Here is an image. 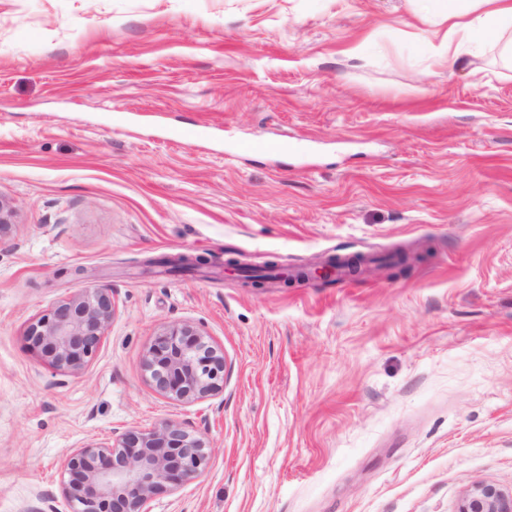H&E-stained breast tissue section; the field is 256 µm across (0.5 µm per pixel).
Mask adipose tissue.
<instances>
[{"label": "adipose tissue", "mask_w": 512, "mask_h": 512, "mask_svg": "<svg viewBox=\"0 0 512 512\" xmlns=\"http://www.w3.org/2000/svg\"><path fill=\"white\" fill-rule=\"evenodd\" d=\"M421 21L443 31L438 62L462 65L486 47L512 59V0H431Z\"/></svg>", "instance_id": "ef3b65f1"}]
</instances>
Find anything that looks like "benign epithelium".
Wrapping results in <instances>:
<instances>
[{
	"label": "benign epithelium",
	"instance_id": "benign-epithelium-1",
	"mask_svg": "<svg viewBox=\"0 0 512 512\" xmlns=\"http://www.w3.org/2000/svg\"><path fill=\"white\" fill-rule=\"evenodd\" d=\"M335 276L336 262L327 260L279 283ZM114 314L111 289L80 288L31 323L26 339L58 371L79 374L97 354ZM144 368L155 390L173 401H200L224 388L223 351L189 323L162 326ZM208 458L206 440L177 421L128 429L115 439L72 449L61 465V496L68 512H149L158 493L197 478ZM459 512H512V494L479 484L463 496Z\"/></svg>",
	"mask_w": 512,
	"mask_h": 512
}]
</instances>
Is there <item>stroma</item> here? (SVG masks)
I'll list each match as a JSON object with an SVG mask.
<instances>
[{
	"mask_svg": "<svg viewBox=\"0 0 512 512\" xmlns=\"http://www.w3.org/2000/svg\"><path fill=\"white\" fill-rule=\"evenodd\" d=\"M414 0H0V512L59 496L83 443L180 422L202 474L150 512H457L512 492V69H448ZM259 141L286 142L267 153ZM428 250L403 273L246 286ZM204 257L195 272L157 260ZM111 289L76 375L25 338ZM224 389L159 395L166 324ZM144 358L150 383L163 397L191 403L224 388V354L189 323L163 325ZM459 512H512V494L493 484H479L463 496Z\"/></svg>",
	"mask_w": 512,
	"mask_h": 512,
	"instance_id": "obj_1",
	"label": "stroma"
}]
</instances>
